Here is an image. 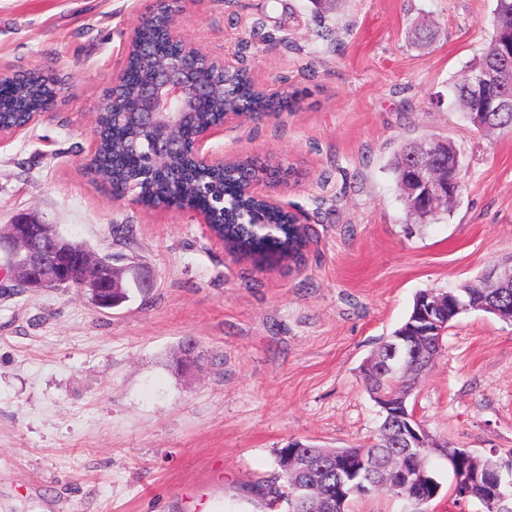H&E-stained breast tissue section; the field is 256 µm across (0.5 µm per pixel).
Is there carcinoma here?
Here are the masks:
<instances>
[{
    "label": "carcinoma",
    "mask_w": 512,
    "mask_h": 512,
    "mask_svg": "<svg viewBox=\"0 0 512 512\" xmlns=\"http://www.w3.org/2000/svg\"><path fill=\"white\" fill-rule=\"evenodd\" d=\"M173 15L166 9L155 13L154 19L141 32V40L154 47L155 56L133 55L126 61L128 78L117 106H129L139 87L152 75L155 57L170 51L160 41V31ZM493 33L484 49L481 60H493L512 54V0H496L491 21ZM55 87L40 72L30 71L20 79L0 82V122L9 125L26 120L42 109L45 99L52 96ZM281 102L254 89L250 79L236 74L224 85V94L212 98L208 108L193 114L191 121L172 133L175 140L188 139L198 128L216 121L223 112L254 108L261 112H276ZM95 132L99 136V153L93 166L94 174L111 187L136 184L140 204L150 208L162 199L171 202L189 201L204 208L213 205L215 196H224V221L215 226L216 235L224 239L227 249L241 254L259 264L276 266L282 262H301L308 243L307 227L292 222L288 213L270 208L260 199L239 192L240 177L246 171L261 173L266 168L249 159L236 160L224 169H215L206 177H198L187 167L184 154L177 150L168 157L163 172L151 179H137L144 166V157L134 149L145 140L147 133L131 124H119L112 111L99 112L95 118ZM414 145L408 144L393 163V172L402 190L406 211L421 220L438 216L419 201L409 179L410 153ZM470 303L494 304L512 313V280L496 283L477 282L464 284L458 290ZM388 343L384 340L374 350L371 358L374 367L364 370V382L374 397L394 400L412 392L420 375L434 362L441 342L430 334L410 343L408 356L394 369H389ZM412 417L411 410L402 416H384L375 441L353 448H316L295 441L288 449H280L277 463L283 484L266 488L263 496L270 502L283 501L287 512H349L355 497L376 493L375 489L357 491L355 487L366 480H384L392 487L390 493L403 499L409 512H426L425 497L428 488L417 484L409 489H393L398 484L400 470L407 458H412L415 468L431 479H436L430 459L436 454L433 448H406L399 442L400 424ZM448 454L454 456L452 473L464 478L472 473L479 475L482 485H496L507 495L501 512H512V473L500 464V458L490 455L459 453V449L442 442Z\"/></svg>",
    "instance_id": "cac0c4a2"
}]
</instances>
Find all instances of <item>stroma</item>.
Segmentation results:
<instances>
[{
  "label": "stroma",
  "instance_id": "1",
  "mask_svg": "<svg viewBox=\"0 0 512 512\" xmlns=\"http://www.w3.org/2000/svg\"><path fill=\"white\" fill-rule=\"evenodd\" d=\"M151 0H0V72L58 80L39 121L0 142V227L55 225L150 291L114 309L76 289L0 288V512H283L258 488L301 441H374L362 367L417 292L512 257V135L480 131L452 85L482 54L495 0H176L203 53L278 94L225 124L218 155L288 167L276 198L309 228L305 260L234 256L194 216L113 197L84 164L95 114ZM426 22L424 47L408 37ZM456 146L448 213L407 214L391 163L408 140ZM195 340L198 370L176 371ZM433 438L512 452V322L460 315L409 398Z\"/></svg>",
  "mask_w": 512,
  "mask_h": 512
}]
</instances>
